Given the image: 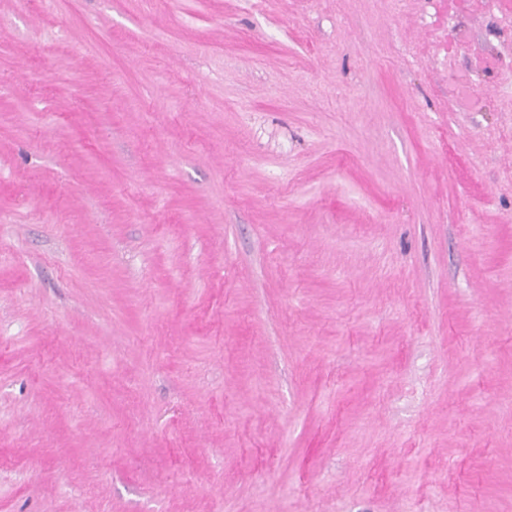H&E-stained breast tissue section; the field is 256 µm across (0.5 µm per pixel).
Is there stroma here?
Masks as SVG:
<instances>
[{"instance_id":"1","label":"stroma","mask_w":512,"mask_h":512,"mask_svg":"<svg viewBox=\"0 0 512 512\" xmlns=\"http://www.w3.org/2000/svg\"><path fill=\"white\" fill-rule=\"evenodd\" d=\"M0 512H512V0H0Z\"/></svg>"}]
</instances>
